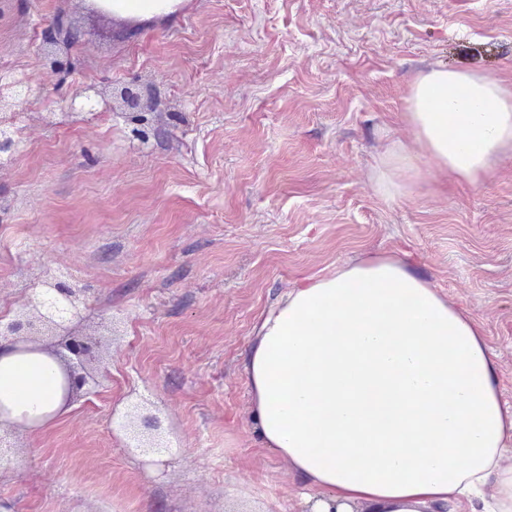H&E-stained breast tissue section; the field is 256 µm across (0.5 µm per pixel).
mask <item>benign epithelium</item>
<instances>
[{"mask_svg":"<svg viewBox=\"0 0 512 512\" xmlns=\"http://www.w3.org/2000/svg\"><path fill=\"white\" fill-rule=\"evenodd\" d=\"M80 41V32L70 24L63 34L53 27L42 34L43 47L48 50H70ZM55 292L54 300L32 298L16 318L0 322V341L15 345L35 343L41 350L66 359L64 396L68 398L86 386L98 385L93 364L99 361V355L75 335V326L82 320V308L86 306L80 290L68 286ZM117 426L127 438L128 449L156 456L167 447L160 418L143 413L138 406L127 409Z\"/></svg>","mask_w":512,"mask_h":512,"instance_id":"obj_1","label":"benign epithelium"}]
</instances>
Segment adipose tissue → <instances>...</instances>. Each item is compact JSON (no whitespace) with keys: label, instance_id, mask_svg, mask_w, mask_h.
<instances>
[{"label":"adipose tissue","instance_id":"ef3b65f1","mask_svg":"<svg viewBox=\"0 0 512 512\" xmlns=\"http://www.w3.org/2000/svg\"><path fill=\"white\" fill-rule=\"evenodd\" d=\"M148 20L184 0H92ZM402 120L414 148L377 165L383 197L405 193L420 158L479 185L512 151V79L433 67L410 83ZM255 431L310 484L315 512H512V413L501 403L481 325L397 254L305 278L265 312L246 359ZM64 369L0 342V429L31 433L64 416ZM492 496H485L486 486Z\"/></svg>","mask_w":512,"mask_h":512}]
</instances>
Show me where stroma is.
I'll return each mask as SVG.
<instances>
[{"instance_id":"1","label":"stroma","mask_w":512,"mask_h":512,"mask_svg":"<svg viewBox=\"0 0 512 512\" xmlns=\"http://www.w3.org/2000/svg\"><path fill=\"white\" fill-rule=\"evenodd\" d=\"M62 11L82 34L64 73L41 40ZM438 65L512 73V0H185L141 23L0 0V70L34 78L0 112V320L61 277L109 372L51 429L0 432V507L305 512L301 476L257 441L247 352L282 293L370 253H409L481 323L512 412V155L478 186L433 181L426 158L406 195L376 183L379 155L414 144L410 82ZM83 86L96 107L70 111ZM138 400L164 465L112 425Z\"/></svg>"}]
</instances>
